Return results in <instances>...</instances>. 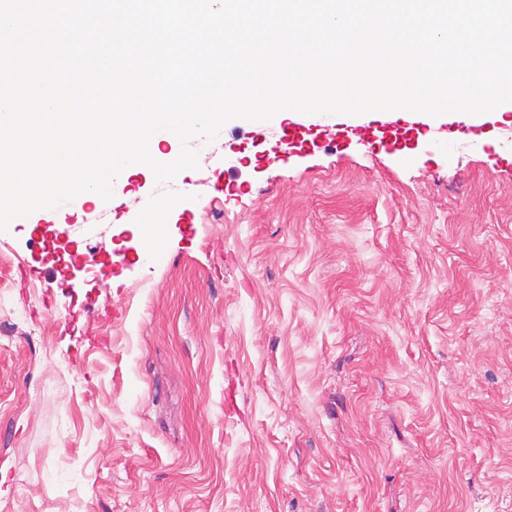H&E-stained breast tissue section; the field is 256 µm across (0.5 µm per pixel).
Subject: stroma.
<instances>
[{
    "instance_id": "35a3bbf8",
    "label": "stroma",
    "mask_w": 512,
    "mask_h": 512,
    "mask_svg": "<svg viewBox=\"0 0 512 512\" xmlns=\"http://www.w3.org/2000/svg\"><path fill=\"white\" fill-rule=\"evenodd\" d=\"M224 141L0 235V512H512V148Z\"/></svg>"
}]
</instances>
